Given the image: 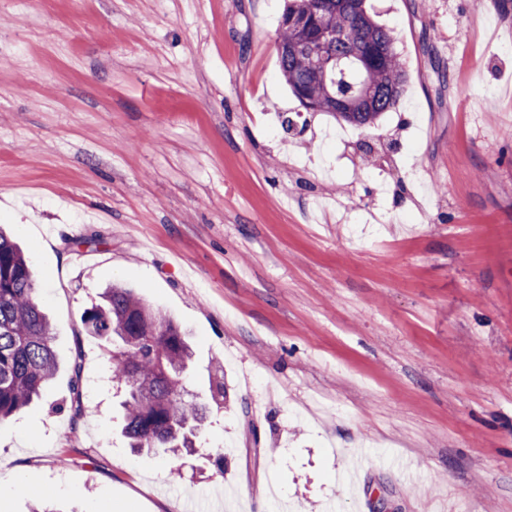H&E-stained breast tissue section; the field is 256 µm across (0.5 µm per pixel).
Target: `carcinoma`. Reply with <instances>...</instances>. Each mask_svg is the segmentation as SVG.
Wrapping results in <instances>:
<instances>
[{"instance_id": "1", "label": "carcinoma", "mask_w": 512, "mask_h": 512, "mask_svg": "<svg viewBox=\"0 0 512 512\" xmlns=\"http://www.w3.org/2000/svg\"><path fill=\"white\" fill-rule=\"evenodd\" d=\"M276 44L280 72L308 112H326L356 128L378 125L399 103L408 73L389 29L365 0H287ZM325 47L330 63H316ZM28 261L0 231V424L39 398L57 358L50 322L39 303ZM85 329L117 339L110 378L124 387L122 433L138 452L194 447L202 409L184 397L191 351L180 328L128 288L114 286L84 311ZM71 420L84 407L80 375L73 382Z\"/></svg>"}]
</instances>
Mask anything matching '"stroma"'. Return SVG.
<instances>
[{"label":"stroma","mask_w":512,"mask_h":512,"mask_svg":"<svg viewBox=\"0 0 512 512\" xmlns=\"http://www.w3.org/2000/svg\"><path fill=\"white\" fill-rule=\"evenodd\" d=\"M368 3L409 82L325 161L284 0H0V229L58 361L0 512H512V0ZM114 284L184 330L201 448L128 447L82 324Z\"/></svg>","instance_id":"35a3bbf8"}]
</instances>
